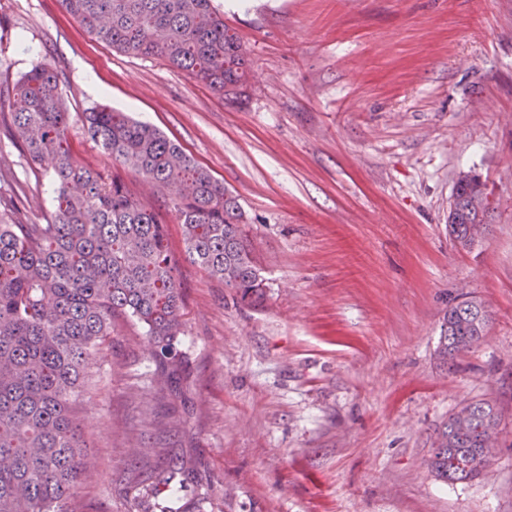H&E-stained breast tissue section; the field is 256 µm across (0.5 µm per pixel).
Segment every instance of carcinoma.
<instances>
[{
	"mask_svg": "<svg viewBox=\"0 0 512 512\" xmlns=\"http://www.w3.org/2000/svg\"><path fill=\"white\" fill-rule=\"evenodd\" d=\"M96 38L124 53L159 55L223 96L242 85L245 50L224 28L211 0H62ZM11 132L34 163L50 164L54 209L42 224L13 220L16 200L0 216V512H77L89 467L75 406L87 392L91 355L112 336V321L146 329L161 389L177 382L184 296L167 224L118 174L80 165L67 137L68 112L58 73L40 63L19 80ZM87 133L113 162L171 189L168 207L183 226L192 263L224 282L244 305L261 303L266 285L241 228L235 196L159 130L126 112L83 113ZM482 184L459 177L450 231L466 247L485 223ZM473 300L446 310L439 354L448 361L482 340ZM499 424L496 406L475 401L449 416L428 467L446 482L485 467L482 434ZM191 471L183 456L162 470L137 472L138 512Z\"/></svg>",
	"mask_w": 512,
	"mask_h": 512,
	"instance_id": "cac0c4a2",
	"label": "carcinoma"
}]
</instances>
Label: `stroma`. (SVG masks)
Listing matches in <instances>:
<instances>
[{
	"label": "stroma",
	"instance_id": "stroma-1",
	"mask_svg": "<svg viewBox=\"0 0 512 512\" xmlns=\"http://www.w3.org/2000/svg\"><path fill=\"white\" fill-rule=\"evenodd\" d=\"M246 51L228 102L158 56L114 50L61 0H0V197L28 221L52 180L8 135L14 88L60 74L74 157L99 104L161 130L238 199L261 305L189 262L180 381L157 391L143 326L119 322L78 406L93 465L81 512H134L140 465L190 459L153 512H512V0H213ZM496 199L482 240L448 234L459 172ZM483 301V340L446 363L452 299ZM501 413L477 479L428 470L465 403Z\"/></svg>",
	"mask_w": 512,
	"mask_h": 512
}]
</instances>
